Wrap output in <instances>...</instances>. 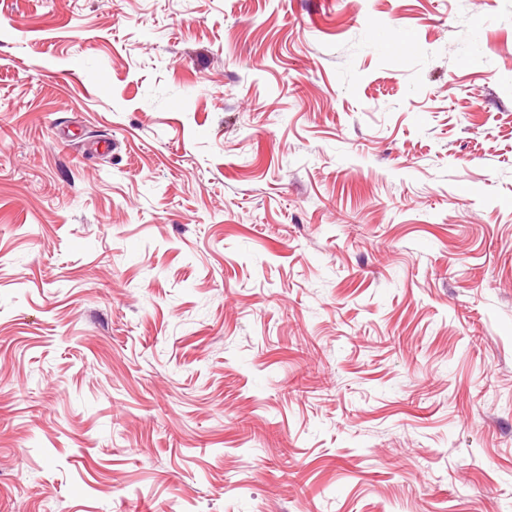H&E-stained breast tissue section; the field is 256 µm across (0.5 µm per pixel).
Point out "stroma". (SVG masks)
I'll return each mask as SVG.
<instances>
[{
    "mask_svg": "<svg viewBox=\"0 0 512 512\" xmlns=\"http://www.w3.org/2000/svg\"><path fill=\"white\" fill-rule=\"evenodd\" d=\"M512 0H0V512H512Z\"/></svg>",
    "mask_w": 512,
    "mask_h": 512,
    "instance_id": "35a3bbf8",
    "label": "stroma"
}]
</instances>
